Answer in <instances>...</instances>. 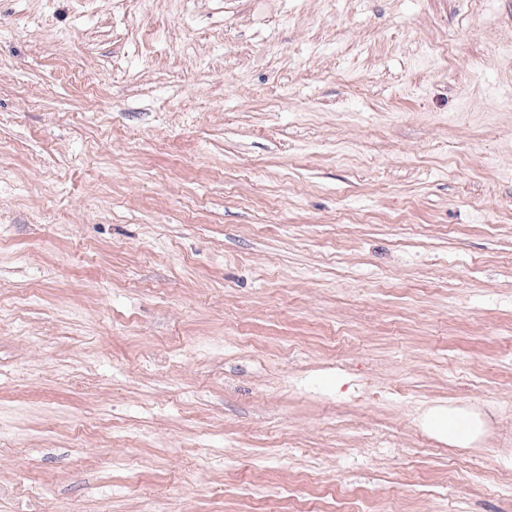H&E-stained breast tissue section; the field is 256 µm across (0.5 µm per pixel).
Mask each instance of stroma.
I'll use <instances>...</instances> for the list:
<instances>
[{
	"label": "stroma",
	"mask_w": 512,
	"mask_h": 512,
	"mask_svg": "<svg viewBox=\"0 0 512 512\" xmlns=\"http://www.w3.org/2000/svg\"><path fill=\"white\" fill-rule=\"evenodd\" d=\"M1 411L0 512H512V0H0ZM431 427L448 443L465 446L472 442L479 433L478 421L465 413H434L429 418Z\"/></svg>",
	"instance_id": "1"
}]
</instances>
